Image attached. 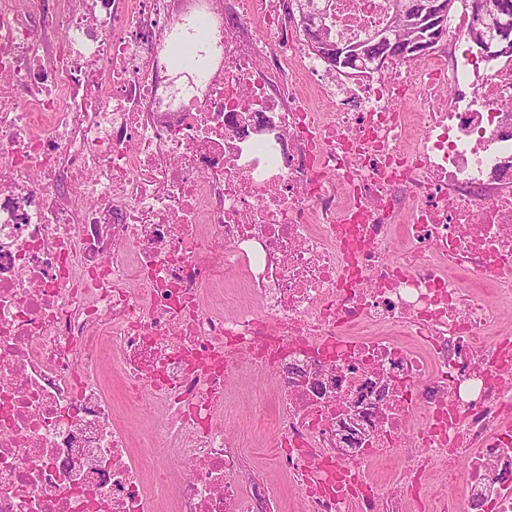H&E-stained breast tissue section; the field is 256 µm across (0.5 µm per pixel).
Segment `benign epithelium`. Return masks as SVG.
Masks as SVG:
<instances>
[{
  "label": "benign epithelium",
  "mask_w": 512,
  "mask_h": 512,
  "mask_svg": "<svg viewBox=\"0 0 512 512\" xmlns=\"http://www.w3.org/2000/svg\"><path fill=\"white\" fill-rule=\"evenodd\" d=\"M420 22L414 32H404L396 26L377 35V38L392 42L405 50L409 59L421 57L436 48L447 36V16L451 6L449 0H418ZM300 22L309 34L327 37L324 26V12L321 7L308 9L299 6ZM472 19L467 29V39L477 47L482 58L487 61L512 51V14L497 11L492 14L471 5ZM363 50L340 38L330 45L323 55L324 62L337 73L343 74L361 59ZM361 440V432L356 420L341 423L336 430V444L345 452H350Z\"/></svg>",
  "instance_id": "obj_1"
}]
</instances>
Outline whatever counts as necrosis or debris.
<instances>
[{
    "mask_svg": "<svg viewBox=\"0 0 512 512\" xmlns=\"http://www.w3.org/2000/svg\"><path fill=\"white\" fill-rule=\"evenodd\" d=\"M327 11L359 42L392 0ZM317 75L274 0H0V512H512V60L398 62L330 112ZM356 418L342 422L336 430V444L346 453L353 450L361 440V432Z\"/></svg>",
    "mask_w": 512,
    "mask_h": 512,
    "instance_id": "necrosis-or-debris-1",
    "label": "necrosis or debris"
}]
</instances>
